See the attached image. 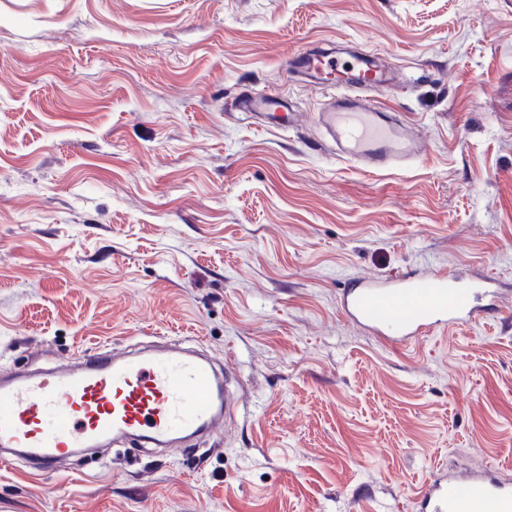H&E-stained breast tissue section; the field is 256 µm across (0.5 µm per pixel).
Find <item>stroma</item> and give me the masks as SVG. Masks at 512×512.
Masks as SVG:
<instances>
[{
  "mask_svg": "<svg viewBox=\"0 0 512 512\" xmlns=\"http://www.w3.org/2000/svg\"><path fill=\"white\" fill-rule=\"evenodd\" d=\"M377 51L426 141L367 174L245 118L314 42ZM484 274L501 316L393 348L362 280ZM235 359L190 451L0 466V512H412L436 469L512 481V0H0V374L154 337Z\"/></svg>",
  "mask_w": 512,
  "mask_h": 512,
  "instance_id": "1",
  "label": "stroma"
}]
</instances>
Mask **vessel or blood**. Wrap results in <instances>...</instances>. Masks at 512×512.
Segmentation results:
<instances>
[{"label": "vessel or blood", "mask_w": 512, "mask_h": 512, "mask_svg": "<svg viewBox=\"0 0 512 512\" xmlns=\"http://www.w3.org/2000/svg\"><path fill=\"white\" fill-rule=\"evenodd\" d=\"M296 70L336 97L318 112L316 124L338 156L376 172L417 159L423 143L405 126L388 120L374 95L392 89L396 72L378 54L360 51L340 61L329 51L296 52ZM265 123L295 127L281 97L265 94L251 103ZM498 290L484 278L455 273L400 277L385 283L362 281L343 295V311L393 347L430 335L439 325L481 320L495 310ZM223 370L191 351L161 348L136 355L106 350L78 363L26 370L0 380V461L15 456L42 470L55 469L79 448H99L119 439H144L177 447L181 438L223 427L236 405L223 384ZM512 512V484L481 468L460 481L438 470L414 496V512Z\"/></svg>", "instance_id": "vessel-or-blood-1"}]
</instances>
